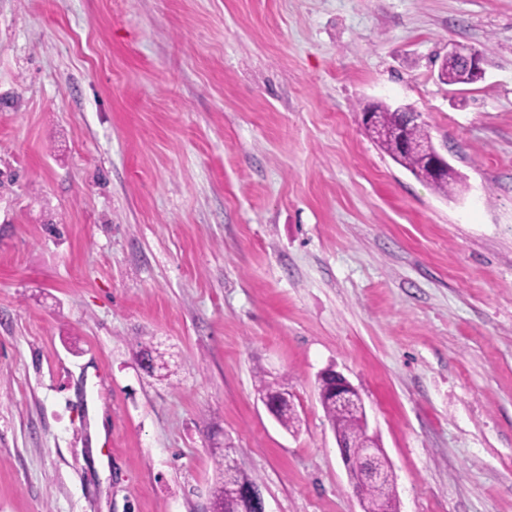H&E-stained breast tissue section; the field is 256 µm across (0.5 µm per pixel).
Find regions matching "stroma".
I'll return each instance as SVG.
<instances>
[{"label": "stroma", "instance_id": "35a3bbf8", "mask_svg": "<svg viewBox=\"0 0 512 512\" xmlns=\"http://www.w3.org/2000/svg\"><path fill=\"white\" fill-rule=\"evenodd\" d=\"M328 368L399 512H512V0H0V512H210L227 442L267 512H361ZM446 57H453L459 60L465 65L469 72L475 74L479 79L481 77L484 78L485 70L482 66V55L471 47L460 43H452ZM439 76L448 84H471L475 79L456 61L446 60L440 66ZM377 122L388 129L389 134L377 140L380 147L398 164L409 170L416 178L425 181L432 188L448 194L457 181V175L451 165L447 164L439 179H430L427 163L423 156L410 148L411 143L431 141L428 130L421 124H413L418 120L415 112H406L405 121L413 124L404 127L399 108L392 110L387 106H374ZM331 378H333V392L338 403L347 405L354 400L355 394L360 395L358 389L342 374L336 372ZM320 401L334 432L354 446H363L365 444V429L358 412L343 409L327 394L320 393ZM258 393L261 400H266L269 404L276 421L286 430L293 428L299 422V416L288 400V389L284 385L259 378Z\"/></svg>", "mask_w": 512, "mask_h": 512}]
</instances>
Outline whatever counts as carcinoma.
Segmentation results:
<instances>
[{"label": "carcinoma", "mask_w": 512, "mask_h": 512, "mask_svg": "<svg viewBox=\"0 0 512 512\" xmlns=\"http://www.w3.org/2000/svg\"><path fill=\"white\" fill-rule=\"evenodd\" d=\"M439 76L450 84H471L475 79L456 61L446 60L440 66ZM377 122L388 129L389 134L378 140L380 147L398 164L409 170L416 178L428 183L435 190L446 193L457 181V175L451 165H446L438 179L430 178L429 169L423 156L410 148V144L430 140L428 130L422 124L403 126L399 110L387 106L375 107ZM258 393L261 399L267 401L276 421L285 429H290L299 422V416L294 406L288 400V389L277 383H270L259 378ZM320 401L325 415L336 434L344 437L355 446L354 453L360 452V446L365 444V429L358 412L345 410L336 404L329 395H320ZM355 486L363 502L370 508L375 501L394 494L393 486L378 484L367 478L364 471L354 473ZM257 483V479L236 471L233 476L222 481L214 492V512H239L238 491Z\"/></svg>", "instance_id": "cac0c4a2"}]
</instances>
